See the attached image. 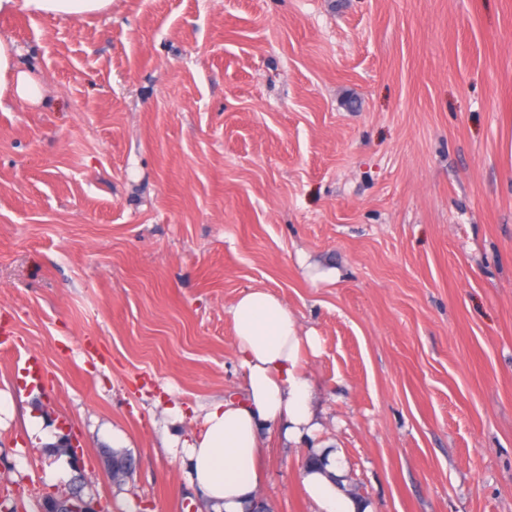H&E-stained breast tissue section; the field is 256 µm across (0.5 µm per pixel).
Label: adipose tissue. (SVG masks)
Masks as SVG:
<instances>
[{
    "mask_svg": "<svg viewBox=\"0 0 512 512\" xmlns=\"http://www.w3.org/2000/svg\"><path fill=\"white\" fill-rule=\"evenodd\" d=\"M112 0H0V12L18 8L72 22L107 9ZM38 80L23 69L12 40L0 37V102L39 101ZM240 367L243 399L212 403L198 435L184 441L192 484L211 512H244L258 485L256 451L263 429L284 426L288 441L301 442L319 429L313 410V387L304 356L318 338L302 331L277 296L263 288L244 290L229 307ZM342 468L331 455L327 472L304 469V487L318 512H373L370 503L353 498L335 482Z\"/></svg>",
    "mask_w": 512,
    "mask_h": 512,
    "instance_id": "1",
    "label": "adipose tissue"
}]
</instances>
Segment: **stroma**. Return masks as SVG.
<instances>
[{"label": "stroma", "instance_id": "1", "mask_svg": "<svg viewBox=\"0 0 512 512\" xmlns=\"http://www.w3.org/2000/svg\"><path fill=\"white\" fill-rule=\"evenodd\" d=\"M0 36L43 90L0 109V496L210 512L181 443L244 393L254 287L319 338L269 512H316L317 444L375 512H512V0H112Z\"/></svg>", "mask_w": 512, "mask_h": 512}]
</instances>
